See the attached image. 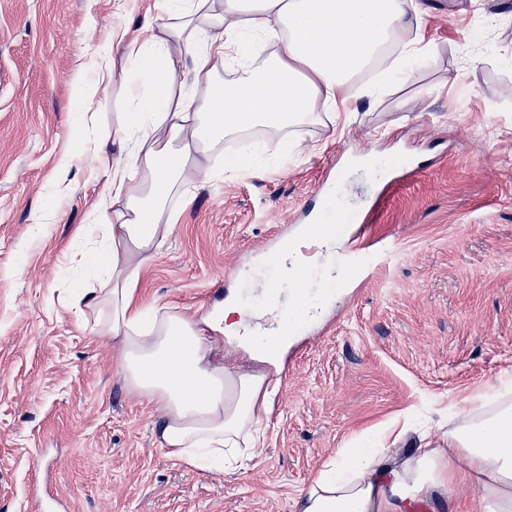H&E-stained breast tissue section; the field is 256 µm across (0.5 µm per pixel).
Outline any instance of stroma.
I'll use <instances>...</instances> for the list:
<instances>
[{
	"label": "stroma",
	"instance_id": "35a3bbf8",
	"mask_svg": "<svg viewBox=\"0 0 512 512\" xmlns=\"http://www.w3.org/2000/svg\"><path fill=\"white\" fill-rule=\"evenodd\" d=\"M424 2L438 51L412 84L354 95L335 121L296 129L288 154L192 186L140 273L148 304L202 314L234 291L253 310L276 277L260 255L324 182L337 211L365 216L354 233L395 247L290 340L260 441L218 474L167 456L159 407L88 330L96 313L62 304L88 279L74 253L107 181L74 82L95 84L96 135L111 137L124 102L98 79L99 52L156 0H0V512H27L38 467L69 512H296L337 449L401 414L408 441L447 432L452 403L512 375V0ZM371 152L413 175L382 182L345 161Z\"/></svg>",
	"mask_w": 512,
	"mask_h": 512
}]
</instances>
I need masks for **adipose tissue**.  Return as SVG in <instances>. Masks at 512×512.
<instances>
[{"instance_id":"adipose-tissue-1","label":"adipose tissue","mask_w":512,"mask_h":512,"mask_svg":"<svg viewBox=\"0 0 512 512\" xmlns=\"http://www.w3.org/2000/svg\"><path fill=\"white\" fill-rule=\"evenodd\" d=\"M422 0H164L158 15L122 34L128 65L121 87L127 112L115 134L128 146L113 159L108 144L93 151L107 176L91 227L100 236L80 263H93L98 285L68 302L74 315L98 310L92 334L120 348L128 386L162 411L160 445L192 467L220 465L252 445L265 411L267 377L241 367L242 358L272 363L283 342L275 328L317 306L294 287L305 248L330 260L331 228L319 238L295 237L273 261L279 285L264 289L256 323L240 318L236 298L220 313L187 317L137 299L140 270L171 235L170 199L186 187L252 168L249 157L212 166L225 140L261 132L271 154L289 134L347 109L354 81L374 72L373 98L413 79L437 52L423 40ZM269 46L267 56L256 45ZM193 57L190 83L177 80ZM235 336L241 356L215 357L208 335ZM456 423L404 450V432L389 448H340L309 482L297 512H427L450 486L477 488L482 512H512V384L493 402L454 407Z\"/></svg>"}]
</instances>
